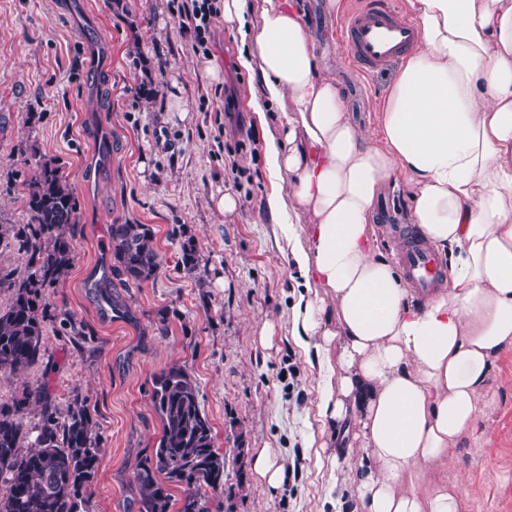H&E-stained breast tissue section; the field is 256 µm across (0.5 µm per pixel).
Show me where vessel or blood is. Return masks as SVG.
I'll return each instance as SVG.
<instances>
[{
  "label": "vessel or blood",
  "instance_id": "b4317fda",
  "mask_svg": "<svg viewBox=\"0 0 512 512\" xmlns=\"http://www.w3.org/2000/svg\"><path fill=\"white\" fill-rule=\"evenodd\" d=\"M340 38L350 62L371 74L394 63L414 46L419 30L397 19L393 0H363L347 14ZM401 264L407 286L422 295L433 294L444 281L440 254L418 240L406 243Z\"/></svg>",
  "mask_w": 512,
  "mask_h": 512
}]
</instances>
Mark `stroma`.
<instances>
[{
	"label": "stroma",
	"instance_id": "obj_1",
	"mask_svg": "<svg viewBox=\"0 0 512 512\" xmlns=\"http://www.w3.org/2000/svg\"><path fill=\"white\" fill-rule=\"evenodd\" d=\"M340 22L315 11L319 62L333 70L353 121L373 130L398 67L361 74L336 38ZM211 42V58L195 51L173 0H0V222L27 223L24 185L40 160L66 177L77 208L73 264L46 298L54 319L43 353L0 376V402L31 385L62 413L85 398L101 437L88 512H141L136 464L162 433L153 379L179 364L226 455L212 512H337L329 466L309 446L319 432L315 357L286 328L296 273L263 208L266 131L249 105L259 78L239 66V35L222 18ZM212 61L220 79L206 71ZM230 97L233 112L224 109ZM248 135L251 146L238 149ZM227 191L239 202L228 219L214 206ZM414 191L400 175L379 198L385 252L400 249ZM125 223L149 225L163 258L138 286L109 273L111 227ZM187 242L198 257L191 272L181 264ZM109 295L124 313L112 312ZM65 314L83 335L71 334ZM268 321L281 328L270 348L259 341ZM489 393L490 412L448 462L466 512H512V350L493 363ZM255 448L297 463L278 492L254 478Z\"/></svg>",
	"mask_w": 512,
	"mask_h": 512
}]
</instances>
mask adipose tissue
<instances>
[{"label": "adipose tissue", "instance_id": "1", "mask_svg": "<svg viewBox=\"0 0 512 512\" xmlns=\"http://www.w3.org/2000/svg\"><path fill=\"white\" fill-rule=\"evenodd\" d=\"M221 2L259 73L252 110L278 112L264 208L301 277L290 334L315 351L321 427L344 440L319 448L333 469L356 458L340 478L351 512H465L448 454L512 349V0H406L421 37L373 131L318 62L311 0H263L258 25L248 0ZM400 174L410 223L449 258L428 298L376 244L377 199Z\"/></svg>", "mask_w": 512, "mask_h": 512}]
</instances>
